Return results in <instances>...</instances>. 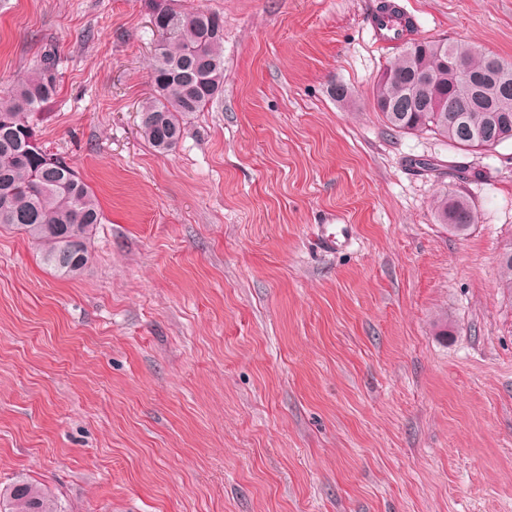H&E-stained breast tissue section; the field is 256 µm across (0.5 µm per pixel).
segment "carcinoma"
I'll list each match as a JSON object with an SVG mask.
<instances>
[{
  "label": "carcinoma",
  "mask_w": 512,
  "mask_h": 512,
  "mask_svg": "<svg viewBox=\"0 0 512 512\" xmlns=\"http://www.w3.org/2000/svg\"><path fill=\"white\" fill-rule=\"evenodd\" d=\"M152 10L157 47L140 130L156 151L168 153L183 135L184 120L223 92L224 21L202 8L177 10L164 0H152ZM454 57L473 72V87L451 65ZM487 59L465 43L405 44L373 86L375 108L392 131L431 132L463 152L493 149L512 140V84L501 88L487 72ZM57 66L55 52L44 50L36 67L0 95V228L21 231L47 266L75 277L92 257L102 212L77 171L37 138V115L56 93ZM420 74L430 80L424 92L415 85ZM435 213L459 237L477 221L470 202L456 195L439 197ZM0 512L58 509L45 489L22 480L0 490Z\"/></svg>",
  "instance_id": "carcinoma-1"
}]
</instances>
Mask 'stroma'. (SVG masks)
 <instances>
[{
	"label": "stroma",
	"mask_w": 512,
	"mask_h": 512,
	"mask_svg": "<svg viewBox=\"0 0 512 512\" xmlns=\"http://www.w3.org/2000/svg\"><path fill=\"white\" fill-rule=\"evenodd\" d=\"M377 2L176 0L223 18L224 91L161 154L149 0H0V89L55 50L38 138L105 217L76 278L0 230L1 488L62 512H512V141L386 128ZM403 3L418 38L512 63V0ZM448 190L466 237L435 220ZM330 217L353 227L334 255ZM436 220L448 226V231L455 236H466L477 215L470 202L461 196L446 194L438 198L435 204ZM331 224H322V231L318 235L319 242L326 253H335L343 249V247L351 240L353 232L352 225L345 224L344 230L341 231L342 239L337 237L334 232L328 231ZM1 512H59L53 497L41 486L17 481L0 490Z\"/></svg>",
	"instance_id": "stroma-1"
}]
</instances>
